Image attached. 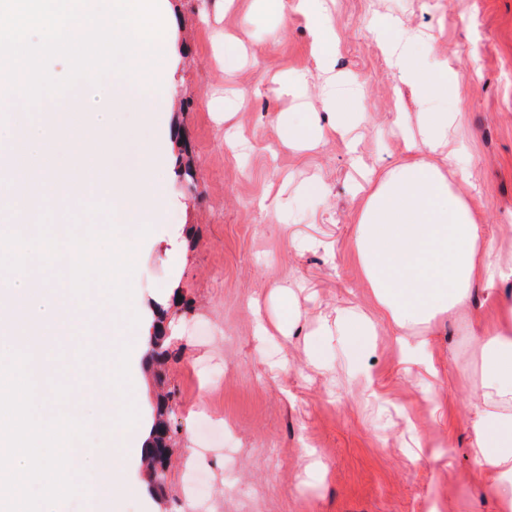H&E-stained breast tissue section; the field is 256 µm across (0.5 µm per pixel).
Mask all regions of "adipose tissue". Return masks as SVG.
<instances>
[{
	"mask_svg": "<svg viewBox=\"0 0 512 512\" xmlns=\"http://www.w3.org/2000/svg\"><path fill=\"white\" fill-rule=\"evenodd\" d=\"M296 13L310 17V37L320 68L329 71L336 34L323 23L312 0H292ZM390 68L416 90V114L397 113L395 128L420 139L427 158L401 157L391 169L374 176L355 227L354 249L360 270L372 288L403 352L418 353L427 373L434 357L427 341L408 340L409 330L453 310H468L471 286L504 277L505 270L485 244L473 216V203L454 190L448 174L463 175L472 158L462 147L449 146L456 114L448 106L460 82L447 61L436 59L427 38L404 31L385 16L370 23ZM329 119L280 117V134L310 141L345 133L367 122L357 87L330 75L323 85ZM475 342L480 377L472 403V459L475 478L487 488L498 512H512V302L500 304L493 322L463 320ZM336 334L353 357L374 344L376 323L362 310L336 314Z\"/></svg>",
	"mask_w": 512,
	"mask_h": 512,
	"instance_id": "adipose-tissue-1",
	"label": "adipose tissue"
}]
</instances>
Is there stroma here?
<instances>
[{
	"mask_svg": "<svg viewBox=\"0 0 512 512\" xmlns=\"http://www.w3.org/2000/svg\"><path fill=\"white\" fill-rule=\"evenodd\" d=\"M338 35L335 68L358 79L369 122L356 132L366 169L383 171L404 151L396 113L416 112L415 96L389 67L368 29L383 14L431 35L436 58L461 81L453 135L473 158L466 186L474 218L493 252L512 257V0H317ZM170 20L165 64L179 96L160 128L135 120L128 137L176 134L160 158L156 191L168 229L185 228L183 250L150 236L136 248L132 305L169 325L172 356L154 372L132 357L138 413L153 419L169 395L174 444L162 491L126 459L121 512H496L476 485L471 403L474 345L452 317L432 325L436 376L405 361L386 319L363 361L325 337L311 364L307 336L335 327L343 308H374L351 257L364 196L363 171L345 140L299 151L278 133L277 117L324 112L323 78L301 17L282 18L272 0H163ZM240 36L247 57L224 70V38ZM310 75L302 102L280 95L276 76ZM245 134L237 150L224 139ZM310 247L295 249L294 237ZM512 299V276L475 283L473 317L489 321ZM300 320L284 334L285 315ZM269 330L255 334L257 323ZM56 381L72 396L79 348L116 353L91 326L53 339ZM373 387L384 409L366 404ZM414 422L418 435L406 430Z\"/></svg>",
	"mask_w": 512,
	"mask_h": 512,
	"instance_id": "obj_1",
	"label": "stroma"
}]
</instances>
